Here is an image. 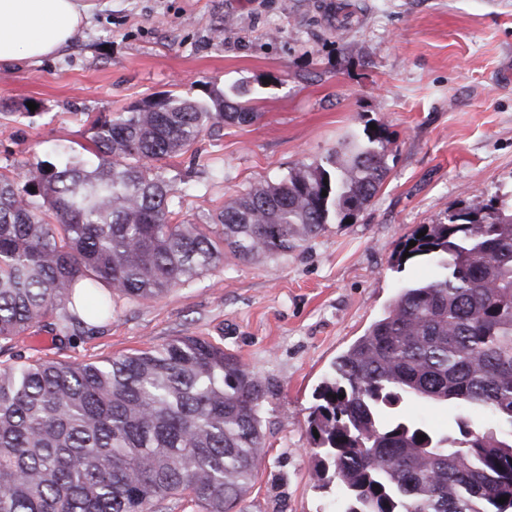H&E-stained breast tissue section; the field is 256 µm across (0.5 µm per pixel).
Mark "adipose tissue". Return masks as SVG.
Segmentation results:
<instances>
[{
	"mask_svg": "<svg viewBox=\"0 0 512 512\" xmlns=\"http://www.w3.org/2000/svg\"><path fill=\"white\" fill-rule=\"evenodd\" d=\"M91 0H0V65L35 63L65 47Z\"/></svg>",
	"mask_w": 512,
	"mask_h": 512,
	"instance_id": "adipose-tissue-1",
	"label": "adipose tissue"
}]
</instances>
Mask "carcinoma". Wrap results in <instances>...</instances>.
<instances>
[{
  "mask_svg": "<svg viewBox=\"0 0 512 512\" xmlns=\"http://www.w3.org/2000/svg\"><path fill=\"white\" fill-rule=\"evenodd\" d=\"M257 116L218 88L164 96L89 121L94 165L0 171V352L33 327L61 347L93 336L117 296L151 301L226 259L276 260L369 206L387 172L379 133L172 223L179 195L157 162ZM417 260L437 276L400 288L318 390L317 480L343 512H512V208L476 196L419 225L394 253ZM268 391L208 336L94 361L14 353L0 362V512H245ZM428 404L453 409L447 426L416 415Z\"/></svg>",
  "mask_w": 512,
  "mask_h": 512,
  "instance_id": "carcinoma-1",
  "label": "carcinoma"
}]
</instances>
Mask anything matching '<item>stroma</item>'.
<instances>
[{
    "label": "stroma",
    "mask_w": 512,
    "mask_h": 512,
    "mask_svg": "<svg viewBox=\"0 0 512 512\" xmlns=\"http://www.w3.org/2000/svg\"><path fill=\"white\" fill-rule=\"evenodd\" d=\"M238 86L258 119L214 128L161 163L186 191L174 223L323 163L375 125L389 172L370 205L279 260L231 259L155 301L118 299L104 333L65 349L44 334L18 345L83 361L186 334L223 340L271 390L247 512H336L335 487L314 476L308 418L336 359L403 285L435 275L428 262L396 266L394 249L472 196L512 204V0H111L62 52L0 67L11 112L0 166L89 145L87 117Z\"/></svg>",
    "instance_id": "35a3bbf8"
}]
</instances>
